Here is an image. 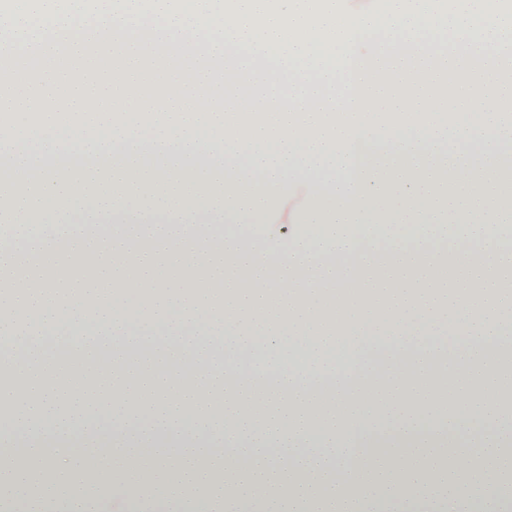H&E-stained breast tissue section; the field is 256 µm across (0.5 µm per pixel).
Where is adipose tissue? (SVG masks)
<instances>
[{
    "label": "adipose tissue",
    "mask_w": 512,
    "mask_h": 512,
    "mask_svg": "<svg viewBox=\"0 0 512 512\" xmlns=\"http://www.w3.org/2000/svg\"><path fill=\"white\" fill-rule=\"evenodd\" d=\"M108 25L121 39L104 47ZM199 33L220 110L183 84ZM0 36L15 76L0 87V272L40 282L0 295L14 345L0 353V459L25 458L0 472V512L18 499L129 512L136 487L147 505L251 512L229 484L273 489L277 512L512 506V114L473 109L512 75V0H381L368 15L343 0H0ZM410 51L440 62L454 112H413L403 87L358 109L385 81L374 53ZM104 64L107 92L73 76ZM338 69L345 82H328ZM158 71L165 107L130 110L125 85ZM258 71L272 107L243 122L233 102ZM287 94L327 109L289 111ZM92 150L108 164L60 176V157ZM300 176L317 188L309 232L247 239ZM90 219L116 226L113 255L133 237L150 246L135 278L106 268L59 298L43 273L91 250ZM171 342L207 361L212 393L174 357L134 355ZM96 344L110 358L90 380ZM245 354L287 400L261 387L225 400ZM381 364L392 388L375 403L359 384ZM306 377L319 391L303 392ZM227 422L250 437L231 468L214 451Z\"/></svg>",
    "instance_id": "1"
}]
</instances>
